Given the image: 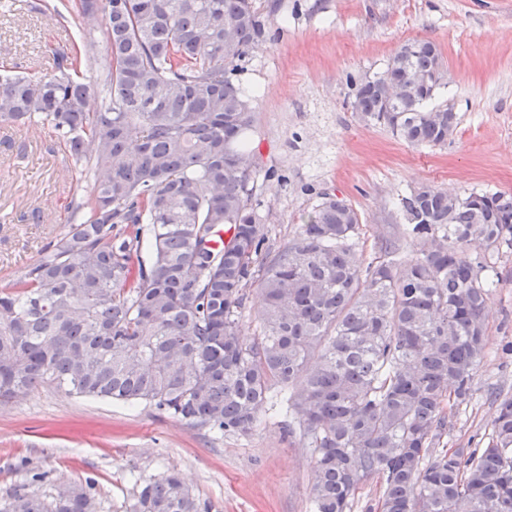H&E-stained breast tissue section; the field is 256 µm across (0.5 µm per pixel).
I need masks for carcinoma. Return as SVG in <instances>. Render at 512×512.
<instances>
[{
	"mask_svg": "<svg viewBox=\"0 0 512 512\" xmlns=\"http://www.w3.org/2000/svg\"><path fill=\"white\" fill-rule=\"evenodd\" d=\"M104 23L108 97L86 108L82 59L0 75V123H49L92 180L70 224L24 275L0 285V404L44 385L152 407L192 428L249 436L269 403L315 459L313 512H351L379 479L377 512H512V396L488 442L438 449L445 404L472 396L487 346L490 265L512 251V193L422 184L399 199L400 239L362 266L359 217L329 193L270 255L250 206L252 97L237 79L269 14L258 0H77ZM438 46L403 44L352 82V112L412 146H440L457 113ZM424 78L409 97L388 87ZM228 237L218 242V233ZM261 333L240 338L251 291ZM0 512H97L96 482L20 493ZM129 512H201L176 472L143 481Z\"/></svg>",
	"mask_w": 512,
	"mask_h": 512,
	"instance_id": "1",
	"label": "carcinoma"
}]
</instances>
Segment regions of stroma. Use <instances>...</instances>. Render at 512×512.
I'll list each match as a JSON object with an SVG mask.
<instances>
[{
	"label": "stroma",
	"instance_id": "1",
	"mask_svg": "<svg viewBox=\"0 0 512 512\" xmlns=\"http://www.w3.org/2000/svg\"><path fill=\"white\" fill-rule=\"evenodd\" d=\"M267 40L243 63L257 89L249 133L258 171L252 202L278 251L296 238L321 193L359 216L361 262L400 234L399 197L427 183L512 193V0H278ZM40 0H13L0 16V66L50 71L52 49L92 44L82 69L97 82L106 42L101 21L74 8L50 15ZM435 42L448 84L435 99L457 114L447 144L408 145L349 107L352 80L381 71L407 41ZM274 171V179L263 176ZM89 178L70 163L50 127L0 126V282L25 273L70 221L72 196ZM486 312L489 345L472 398L448 408L445 448L483 447L495 393L512 395V256ZM179 472L202 512H311L314 458L279 416L251 436L218 437L150 407L88 400L42 385L0 406V501L94 479L98 512H128L138 480Z\"/></svg>",
	"mask_w": 512,
	"mask_h": 512
}]
</instances>
